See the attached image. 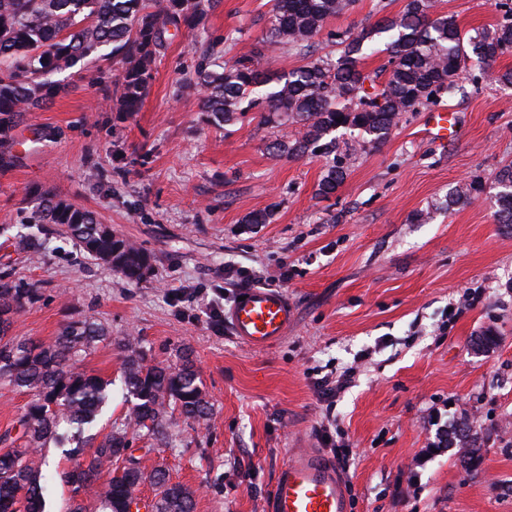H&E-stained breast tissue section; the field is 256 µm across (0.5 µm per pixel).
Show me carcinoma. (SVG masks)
I'll return each mask as SVG.
<instances>
[{"instance_id": "obj_1", "label": "carcinoma", "mask_w": 512, "mask_h": 512, "mask_svg": "<svg viewBox=\"0 0 512 512\" xmlns=\"http://www.w3.org/2000/svg\"><path fill=\"white\" fill-rule=\"evenodd\" d=\"M218 0H0V164L16 144L14 131L26 113L68 90L55 75L92 61L118 59L121 65L119 111L141 110L153 67L166 48L169 31H205L204 20ZM354 0H274L264 44L268 48L310 49L324 21L348 10ZM500 19L490 29L464 35L452 15L434 11L432 0H408L405 11L375 26L335 35L336 51L287 73L265 74L252 49L226 66L202 57L195 84L199 110L217 125H230L246 109L258 108L265 120L281 117L299 126L294 137L273 149L289 157L334 153L341 129L366 135L376 146L398 119L436 103L457 87L470 62L489 66L512 53V0H494ZM388 35V75L382 84L361 69L366 51ZM342 121H337V118ZM344 162L330 165L318 194L328 197L347 176ZM496 222L512 224V164L494 177ZM28 224H64L96 261L139 280L150 256L118 238L112 228L86 210L67 205L49 192L26 213ZM37 298V289L0 281V386L24 388L33 399L18 419L24 444L0 452V512H45L49 444L63 445L66 433L75 446L63 450L72 462L60 474L71 487L69 512H128L136 491L148 483L155 491L149 512H193L194 491L170 481L166 471L146 472L132 444L143 435L172 444L168 409L186 419H209L203 384L188 358L159 366L126 340L121 382L130 403L109 431H96L112 399V382L79 369L95 345L109 339L100 325L71 319L48 344L9 335L12 317ZM471 426L453 429L466 447L460 464L475 470L481 463Z\"/></svg>"}]
</instances>
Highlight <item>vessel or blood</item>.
Segmentation results:
<instances>
[{"instance_id":"1","label":"vessel or blood","mask_w":512,"mask_h":512,"mask_svg":"<svg viewBox=\"0 0 512 512\" xmlns=\"http://www.w3.org/2000/svg\"><path fill=\"white\" fill-rule=\"evenodd\" d=\"M451 127L446 111L427 118L433 138H451ZM294 318L287 295L274 288L247 289L244 300L234 302L227 314L235 338L253 348L279 341ZM266 512H350L348 488L335 464L313 449L295 448L277 469Z\"/></svg>"}]
</instances>
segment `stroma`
I'll list each match as a JSON object with an SVG mask.
<instances>
[{
	"label": "stroma",
	"mask_w": 512,
	"mask_h": 512,
	"mask_svg": "<svg viewBox=\"0 0 512 512\" xmlns=\"http://www.w3.org/2000/svg\"><path fill=\"white\" fill-rule=\"evenodd\" d=\"M407 0H355L329 17L314 53L280 50L260 67L291 71L332 51L330 36L402 12ZM471 31L492 27L491 0H435ZM272 0H219L205 38L224 62L261 41ZM201 47L188 32L169 40L140 112L117 110L121 68L28 113L13 164L0 166V279L38 288L12 335L50 342L87 318L111 339L81 363L112 383L109 413L127 410L119 339L133 337L156 363L190 352L211 407L207 423L171 417L175 448L136 440L145 470L161 466L194 492V512H265L276 469L296 444L330 455L318 435L335 417L354 456L344 479L350 512H512V226L496 223L493 178L512 161V88L497 82L512 55L461 74L463 91L439 108L456 116L448 142L424 132L427 109L403 116L385 142L358 148L330 197L318 195L329 165L272 145L296 134L252 109L215 125L197 106ZM478 184L447 208L451 188ZM93 212L143 248L150 264L130 281L93 261L58 224L22 218L42 191ZM266 210L265 224H248ZM282 290L296 318L280 342L252 349L228 325L252 279ZM350 371L333 398L318 373ZM440 409L449 424L473 419L482 463L463 470L456 449L425 466Z\"/></svg>",
	"instance_id": "35a3bbf8"
}]
</instances>
